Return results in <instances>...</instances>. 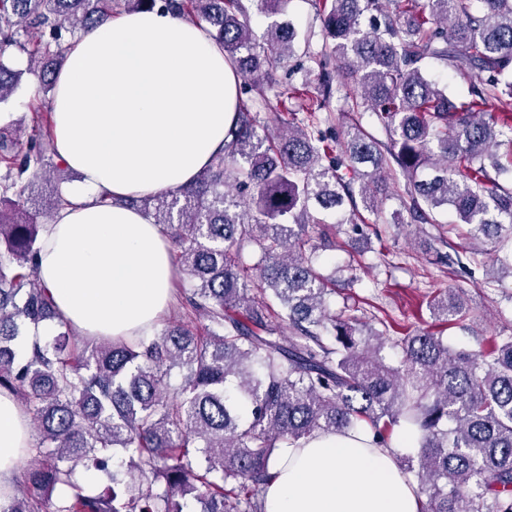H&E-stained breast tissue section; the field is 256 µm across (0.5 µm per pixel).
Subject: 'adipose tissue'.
I'll return each instance as SVG.
<instances>
[{"instance_id":"1","label":"adipose tissue","mask_w":512,"mask_h":512,"mask_svg":"<svg viewBox=\"0 0 512 512\" xmlns=\"http://www.w3.org/2000/svg\"><path fill=\"white\" fill-rule=\"evenodd\" d=\"M240 81L205 25L158 8L100 22L71 46L47 109L56 150L81 180L44 227L37 275L79 334L144 336L170 304V244L124 201L195 180L224 148ZM32 445L29 413L1 391L0 492ZM413 447L405 432L384 447L351 431L280 449L266 512H421L397 462Z\"/></svg>"}]
</instances>
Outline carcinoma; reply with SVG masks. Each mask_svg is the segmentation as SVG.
Here are the masks:
<instances>
[{
    "label": "carcinoma",
    "mask_w": 512,
    "mask_h": 512,
    "mask_svg": "<svg viewBox=\"0 0 512 512\" xmlns=\"http://www.w3.org/2000/svg\"><path fill=\"white\" fill-rule=\"evenodd\" d=\"M313 2L316 54L288 20L255 42L248 0H0V104L21 76L8 51L28 55L49 93L87 29L156 7L205 24L242 77L238 94L256 92L237 99L224 152L193 185L136 200L168 237L205 336L173 323L152 339L73 342L36 271L41 180L67 166L39 122L24 143L0 129V389L30 412L35 451L26 493L1 494L0 512H185L189 500L195 512H266L279 449L345 430L384 444L415 435L417 453L398 462L422 512H512V336L485 355L424 329L393 339L332 313L317 268L343 225L365 223L357 201L373 212L388 199L394 173L405 181L394 223L406 212L437 224L451 207L469 226L463 250L512 268V0H479L480 12L474 0ZM302 56L314 66L301 86L279 88L275 73ZM429 61L479 80L451 96L426 76ZM333 97L387 141L359 120L330 137L320 113ZM288 100L294 118L270 133L261 110ZM47 192V213L67 205ZM311 224L323 225L316 243ZM481 237L492 247L475 248ZM428 309L446 323L468 315L454 288ZM47 321L62 330L20 357L18 340ZM81 468L103 474V489L81 485Z\"/></svg>",
    "instance_id": "1"
}]
</instances>
